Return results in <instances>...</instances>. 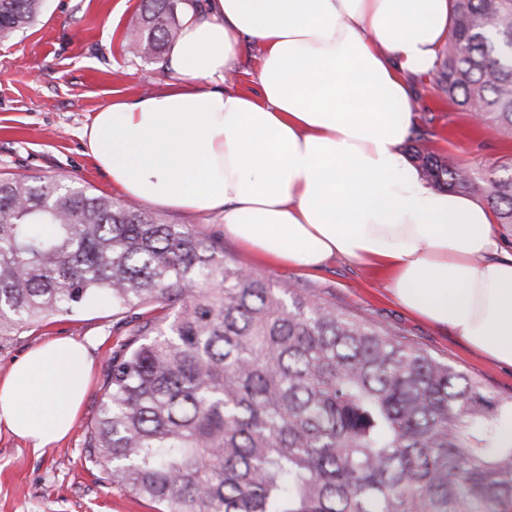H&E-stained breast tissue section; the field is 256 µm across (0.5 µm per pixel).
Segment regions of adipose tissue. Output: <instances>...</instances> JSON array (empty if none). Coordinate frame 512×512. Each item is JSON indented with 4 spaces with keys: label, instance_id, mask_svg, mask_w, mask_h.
I'll return each mask as SVG.
<instances>
[{
    "label": "adipose tissue",
    "instance_id": "obj_1",
    "mask_svg": "<svg viewBox=\"0 0 512 512\" xmlns=\"http://www.w3.org/2000/svg\"><path fill=\"white\" fill-rule=\"evenodd\" d=\"M452 0H187L168 88L115 99L82 133L130 198L219 212L261 260L342 258L385 274L408 313L512 368V255L492 210L409 159L410 79L448 42ZM259 45V96L222 83ZM83 342L54 338L0 377V431L39 450L70 433L90 385Z\"/></svg>",
    "mask_w": 512,
    "mask_h": 512
}]
</instances>
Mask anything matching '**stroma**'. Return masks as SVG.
I'll return each mask as SVG.
<instances>
[{
	"label": "stroma",
	"mask_w": 512,
	"mask_h": 512,
	"mask_svg": "<svg viewBox=\"0 0 512 512\" xmlns=\"http://www.w3.org/2000/svg\"><path fill=\"white\" fill-rule=\"evenodd\" d=\"M140 0H45L39 23L0 42V173L64 174L93 192L117 197L110 180L87 154L81 133L95 112L117 98H138L172 82L161 63L127 54ZM261 50L242 44L225 90L258 94ZM437 72L415 81L419 127L431 133L433 151L485 168L512 156V138L475 125L448 100ZM272 280L322 294L337 307L392 326L434 356L453 362L497 394L512 397V369L472 353L449 329L417 319L388 295L373 270L336 258L312 272L267 266ZM89 342L93 378L70 436L33 450L0 432V512H158L156 504L113 486L85 452L87 431L98 414L112 348V309L94 303L48 325L0 339V376L28 349L56 337Z\"/></svg>",
	"instance_id": "35a3bbf8"
}]
</instances>
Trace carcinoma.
Returning <instances> with one entry per match:
<instances>
[{"instance_id":"1","label":"carcinoma","mask_w":512,"mask_h":512,"mask_svg":"<svg viewBox=\"0 0 512 512\" xmlns=\"http://www.w3.org/2000/svg\"><path fill=\"white\" fill-rule=\"evenodd\" d=\"M44 0H0V41ZM184 0H141L127 51L153 61ZM440 88L512 135V0H454ZM437 190L476 192L512 235V159L478 173L418 146ZM112 306L104 398L86 448L159 512H512L503 398L396 329L224 255L66 177L0 175V337Z\"/></svg>"}]
</instances>
